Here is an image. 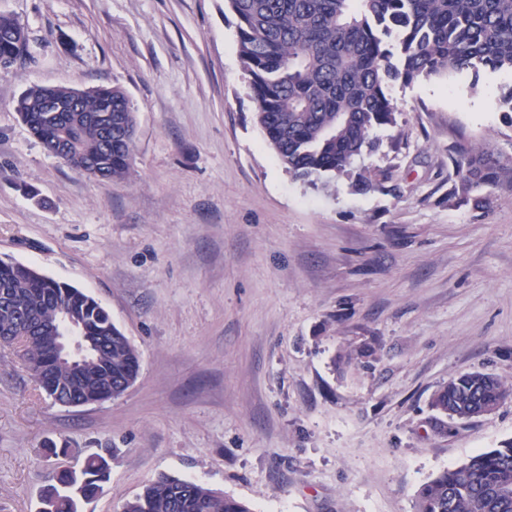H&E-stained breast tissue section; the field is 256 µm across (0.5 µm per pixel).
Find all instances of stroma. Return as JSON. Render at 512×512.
<instances>
[{"label": "stroma", "instance_id": "35a3bbf8", "mask_svg": "<svg viewBox=\"0 0 512 512\" xmlns=\"http://www.w3.org/2000/svg\"><path fill=\"white\" fill-rule=\"evenodd\" d=\"M28 31L0 67V258L80 288L140 353L116 400L54 404L0 348V512H38L59 464L109 456L81 512L161 476L253 512H415L421 486L512 440V181L449 200L457 143L512 167V72L395 82L379 150L317 190L267 145L226 0H0ZM117 83L131 171L63 164L15 110L33 85ZM374 189L358 190L355 175ZM496 376L492 413L432 395Z\"/></svg>", "mask_w": 512, "mask_h": 512}]
</instances>
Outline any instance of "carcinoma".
I'll use <instances>...</instances> for the list:
<instances>
[{
    "mask_svg": "<svg viewBox=\"0 0 512 512\" xmlns=\"http://www.w3.org/2000/svg\"><path fill=\"white\" fill-rule=\"evenodd\" d=\"M237 20L238 50L257 102L255 119L286 171L314 188L348 171L364 150L373 151V130L396 125L389 84L411 83L448 72L482 68L512 70V0H227ZM22 50L29 35L0 14V60ZM44 88L33 86L16 111L45 149L65 131L73 149L98 165L107 179L130 172L137 124L134 105L119 85L100 86L83 112H65L54 123L42 110ZM457 180L448 199L483 202L484 186L501 179L503 167L473 146L453 158ZM29 305L24 320L0 308V336L24 351V365L51 396L70 384L67 368H48V351L59 335L55 309L72 305L90 336H110L86 364L77 384L84 400L116 399L135 381L140 356L109 312L85 291L48 279L37 269L0 259V290ZM502 382L472 372L448 382L431 401L459 418L499 406ZM110 477L109 457L89 455L80 470L62 469L42 497L43 512H79ZM121 512H250L224 493L192 480L162 477L126 500ZM417 512H512V441L441 472L417 495Z\"/></svg>",
    "mask_w": 512,
    "mask_h": 512,
    "instance_id": "cac0c4a2",
    "label": "carcinoma"
}]
</instances>
